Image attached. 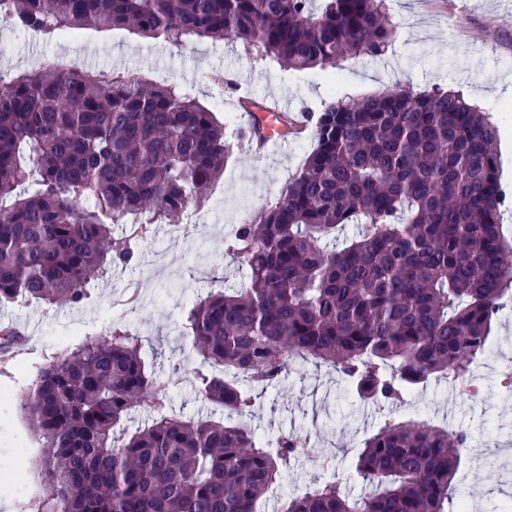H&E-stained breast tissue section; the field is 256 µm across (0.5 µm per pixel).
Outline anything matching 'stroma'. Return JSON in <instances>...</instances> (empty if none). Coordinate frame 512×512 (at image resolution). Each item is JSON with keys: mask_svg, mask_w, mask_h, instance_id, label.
Masks as SVG:
<instances>
[{"mask_svg": "<svg viewBox=\"0 0 512 512\" xmlns=\"http://www.w3.org/2000/svg\"><path fill=\"white\" fill-rule=\"evenodd\" d=\"M394 37L384 53L342 61L338 68L290 70L244 51L240 44L196 39L176 48L124 29L84 31L82 42L36 33L15 40L17 27L0 21V41H12L13 53L0 71L16 75L31 59L83 53L94 69L140 72L153 82H178L202 94L205 104L224 117L227 132L241 126L245 95L284 96L303 111L320 112L331 99L356 98L401 84L421 92L434 88L463 91L499 128L497 151L502 164L506 233L512 234V101H502L498 84L512 82V5L507 0H387ZM224 77L223 86L208 84L211 75ZM284 148L262 160L248 161L247 141L236 142L224 177L195 213L187 214L186 229L169 233L156 225L141 242V264L116 270L107 282L93 286L81 304L47 306L32 303L20 309L0 305V323L22 326L25 341L7 359L0 358V388L17 389L53 353L103 336L111 326L113 301L127 284L146 277L132 322L143 339V356L155 372L168 375L195 362L190 337L183 335L184 311L211 289L246 284L248 269L223 259L224 240L235 227L251 219L264 203L277 197L313 147L310 132L285 136ZM512 360V302L501 307L492 329V351L472 376L486 399L472 404L449 388L430 380L403 401L384 407L361 399L335 368L296 359L281 380L259 391L247 422L264 440L293 431L306 436L308 452L291 463L271 497L259 501L258 512H278L279 500L306 492L316 483L334 481L350 496L364 494L366 482L353 474L360 444L389 417L418 415L439 427L465 432L480 449L477 460L461 467L458 491L468 499L471 488L483 490L477 512H505L512 505L501 484L504 464L498 444L512 445V390L501 387L498 362ZM167 403L174 414L221 419L223 410L204 402L190 380L171 390ZM37 437L19 402L0 405V512H21L43 475L37 466Z\"/></svg>", "mask_w": 512, "mask_h": 512, "instance_id": "stroma-1", "label": "stroma"}]
</instances>
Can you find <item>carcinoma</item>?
<instances>
[{"label": "carcinoma", "instance_id": "carcinoma-1", "mask_svg": "<svg viewBox=\"0 0 512 512\" xmlns=\"http://www.w3.org/2000/svg\"><path fill=\"white\" fill-rule=\"evenodd\" d=\"M0 16L49 38L122 28L174 47L240 42L293 70L378 56L393 35L386 0H0ZM312 131L278 198L225 238L247 285L207 293L185 319L199 396L237 420L167 413L182 378L156 374L140 332L115 322L21 392L48 478L25 508L255 512L302 438L259 440L241 422L254 399L240 382L271 386L299 356L390 402L431 377L464 379L486 355L512 289L498 126L461 95L391 90L328 102ZM233 154L224 123L181 85L81 67L15 77L0 90V304L82 303L139 264L151 225L182 223ZM114 224L133 228L118 237ZM346 224L358 233L341 242ZM19 341L0 325V350ZM138 408L154 418L129 432ZM470 455L464 432L388 418L354 464L372 493L317 484L281 512H448Z\"/></svg>", "mask_w": 512, "mask_h": 512}]
</instances>
